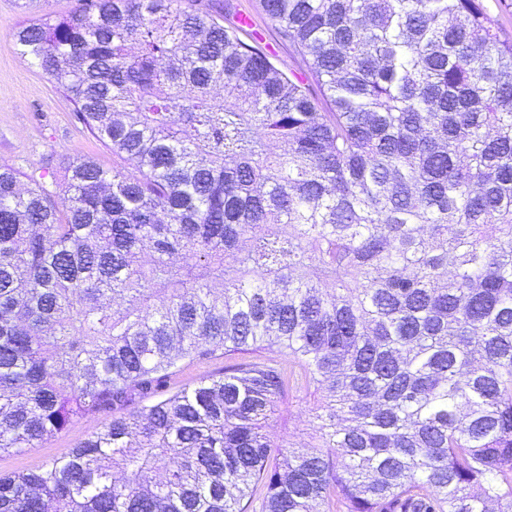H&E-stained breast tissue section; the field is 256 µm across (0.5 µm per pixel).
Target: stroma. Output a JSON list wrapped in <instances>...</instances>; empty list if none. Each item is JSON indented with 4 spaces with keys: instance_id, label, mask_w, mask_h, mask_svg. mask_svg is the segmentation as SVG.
<instances>
[{
    "instance_id": "obj_1",
    "label": "stroma",
    "mask_w": 512,
    "mask_h": 512,
    "mask_svg": "<svg viewBox=\"0 0 512 512\" xmlns=\"http://www.w3.org/2000/svg\"><path fill=\"white\" fill-rule=\"evenodd\" d=\"M229 2L233 12L247 15L264 43L272 46L275 65L292 78L307 80L308 58L280 36L263 13L260 0ZM30 18L19 0H0V164L28 173L47 160L58 161L78 152L111 167V148L83 132L66 96L40 69L11 50L14 32ZM312 407V396L291 398L273 427L276 437L297 447L308 443L314 432ZM112 415L108 408L87 412L41 447L1 453L0 474L41 468L101 431Z\"/></svg>"
}]
</instances>
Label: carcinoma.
Wrapping results in <instances>:
<instances>
[{
  "instance_id": "1",
  "label": "carcinoma",
  "mask_w": 512,
  "mask_h": 512,
  "mask_svg": "<svg viewBox=\"0 0 512 512\" xmlns=\"http://www.w3.org/2000/svg\"><path fill=\"white\" fill-rule=\"evenodd\" d=\"M195 2L13 37L124 166L73 156L57 199L0 164V453L155 401L0 512H512V42L482 0H261L321 112ZM224 372V353L218 351L212 358L197 362L182 360L172 370L167 381V393L179 391L193 385L203 376L218 375ZM312 407V396L300 394L291 398L283 416L273 427V433L278 440H288L294 447L308 443L314 433Z\"/></svg>"
}]
</instances>
